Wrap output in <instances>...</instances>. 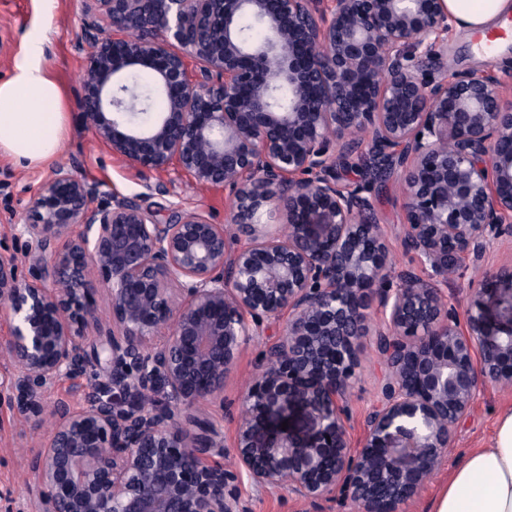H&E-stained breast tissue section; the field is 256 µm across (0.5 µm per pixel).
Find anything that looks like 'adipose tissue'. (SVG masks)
I'll return each mask as SVG.
<instances>
[{"mask_svg": "<svg viewBox=\"0 0 512 512\" xmlns=\"http://www.w3.org/2000/svg\"><path fill=\"white\" fill-rule=\"evenodd\" d=\"M457 29L495 31L512 0H445ZM67 96L31 40L13 76L0 82V155L40 168L54 160L65 135ZM434 512H512V407L496 421L491 444L453 464Z\"/></svg>", "mask_w": 512, "mask_h": 512, "instance_id": "ef3b65f1", "label": "adipose tissue"}]
</instances>
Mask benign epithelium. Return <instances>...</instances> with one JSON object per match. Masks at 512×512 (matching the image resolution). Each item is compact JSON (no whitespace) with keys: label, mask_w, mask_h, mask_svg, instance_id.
Here are the masks:
<instances>
[{"label":"benign epithelium","mask_w":512,"mask_h":512,"mask_svg":"<svg viewBox=\"0 0 512 512\" xmlns=\"http://www.w3.org/2000/svg\"><path fill=\"white\" fill-rule=\"evenodd\" d=\"M245 16L265 41L247 39ZM449 21L445 0H87L82 123L113 157L175 167L227 192L229 208L221 225L175 204L161 224L61 166L40 184L19 229L32 268L0 254V357L11 365L0 397L34 430L54 420L29 512H239L230 485L245 479L313 505L339 489L357 512H396L447 456L476 396L512 386V332L488 331L484 290H471L462 326L436 282L406 272L385 287L372 198L336 175L352 165L376 182L401 169L405 244L441 279L461 254L512 237V85L492 64L448 75ZM131 67L151 71L163 101L148 122L125 110ZM357 129L371 134L366 151L348 138ZM372 295L383 320L371 331ZM284 311L243 398L238 467L226 470L214 460L223 435L193 413ZM371 335L387 377L353 448L347 391ZM63 376L86 379L83 406L48 413ZM157 389L162 404L115 403ZM292 398L317 429L306 447L264 434ZM178 412L189 426L175 425Z\"/></svg>","instance_id":"benign-epithelium-1"}]
</instances>
